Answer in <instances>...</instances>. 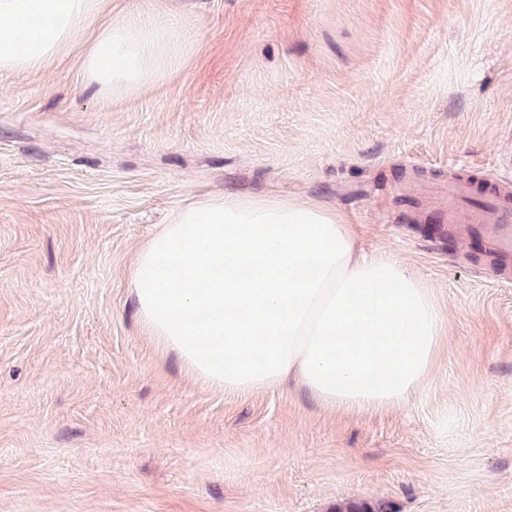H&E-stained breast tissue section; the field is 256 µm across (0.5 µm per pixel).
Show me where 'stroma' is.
Returning <instances> with one entry per match:
<instances>
[{"mask_svg": "<svg viewBox=\"0 0 512 512\" xmlns=\"http://www.w3.org/2000/svg\"><path fill=\"white\" fill-rule=\"evenodd\" d=\"M188 45L101 97L80 49L0 72V512H512V275L416 183L512 194V0H112ZM314 202L431 288L428 380L347 413L228 395L141 326L139 247L188 197Z\"/></svg>", "mask_w": 512, "mask_h": 512, "instance_id": "obj_1", "label": "stroma"}]
</instances>
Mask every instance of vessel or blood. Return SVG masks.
Here are the masks:
<instances>
[{
  "label": "vessel or blood",
  "mask_w": 512,
  "mask_h": 512,
  "mask_svg": "<svg viewBox=\"0 0 512 512\" xmlns=\"http://www.w3.org/2000/svg\"><path fill=\"white\" fill-rule=\"evenodd\" d=\"M439 215L445 222L463 220L471 233L483 236L500 270L512 268V208L499 186L475 192L468 176L457 175L435 183Z\"/></svg>",
  "instance_id": "vessel-or-blood-1"
}]
</instances>
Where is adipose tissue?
<instances>
[{"mask_svg":"<svg viewBox=\"0 0 512 512\" xmlns=\"http://www.w3.org/2000/svg\"><path fill=\"white\" fill-rule=\"evenodd\" d=\"M84 30L81 69L102 97L160 78L185 48L103 0H0V71L49 69ZM129 285L147 334L205 385L290 381L335 410L404 402L446 325L430 288L385 250L359 253L336 213L272 196L192 198L140 247Z\"/></svg>","mask_w":512,"mask_h":512,"instance_id":"adipose-tissue-1","label":"adipose tissue"}]
</instances>
